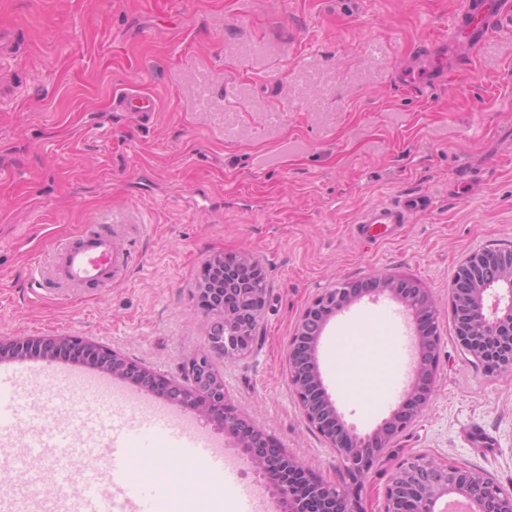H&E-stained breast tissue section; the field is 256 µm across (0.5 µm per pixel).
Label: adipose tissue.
<instances>
[{
    "label": "adipose tissue",
    "instance_id": "ef3b65f1",
    "mask_svg": "<svg viewBox=\"0 0 512 512\" xmlns=\"http://www.w3.org/2000/svg\"><path fill=\"white\" fill-rule=\"evenodd\" d=\"M394 338L383 324L367 320L336 339V353L339 357L338 378L343 388L366 406H373L378 397L387 389L393 371L387 364H380L373 381V389H363L358 373L372 358L392 351Z\"/></svg>",
    "mask_w": 512,
    "mask_h": 512
}]
</instances>
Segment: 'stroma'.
<instances>
[{
	"label": "stroma",
	"mask_w": 512,
	"mask_h": 512,
	"mask_svg": "<svg viewBox=\"0 0 512 512\" xmlns=\"http://www.w3.org/2000/svg\"><path fill=\"white\" fill-rule=\"evenodd\" d=\"M460 0H0V336H80L159 376L180 377L209 318L193 291L211 260L252 251L267 282L262 333L222 367L227 402L329 482L341 464L303 419L287 349L302 312L337 281L385 272L435 301L441 336L430 400L369 471L379 512L404 458L427 454L512 492V371L488 372L455 343L450 282L472 251L512 248V33L443 86L396 84L402 57L448 26ZM136 85L149 124L112 109ZM426 193L397 235L359 243L360 214ZM136 261L104 286L70 288L55 242L98 225ZM376 319L415 324L395 301L361 300L319 346L344 421L371 432L411 374L393 362L373 409L342 393L336 338ZM41 512L54 474H17Z\"/></svg>",
	"instance_id": "1"
}]
</instances>
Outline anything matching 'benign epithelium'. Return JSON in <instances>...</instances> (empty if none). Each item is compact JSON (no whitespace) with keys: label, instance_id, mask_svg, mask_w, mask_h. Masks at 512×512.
<instances>
[{"label":"benign epithelium","instance_id":"obj_1","mask_svg":"<svg viewBox=\"0 0 512 512\" xmlns=\"http://www.w3.org/2000/svg\"><path fill=\"white\" fill-rule=\"evenodd\" d=\"M225 263L224 278L203 280L195 296L214 322L207 346L182 366L183 382L164 379L108 346L73 336L0 337V360L40 356L57 360L75 356L89 367L187 405L215 429L232 438L243 461L254 469L272 512H363L361 489L375 459L395 446L429 402L434 387L440 334L432 295L419 284L391 275L373 274L369 287L347 281L321 294L300 316L287 350L288 381L305 421L314 427L340 461L347 481L328 482L288 454L250 419L228 406L220 362L232 363L255 346L265 308L266 289L246 288L244 269L254 263L242 252ZM364 296L401 304L416 326L417 363L399 406L372 433L359 435L344 423L328 394L318 363V348L331 316ZM459 347L495 371L512 370V251L482 249L458 266L450 291ZM456 497L467 512H512V494L484 473L435 460L427 455L404 459L393 471L383 496L382 512H442L438 503Z\"/></svg>","mask_w":512,"mask_h":512}]
</instances>
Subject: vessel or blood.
<instances>
[{"instance_id": "1", "label": "vessel or blood", "mask_w": 512, "mask_h": 512, "mask_svg": "<svg viewBox=\"0 0 512 512\" xmlns=\"http://www.w3.org/2000/svg\"><path fill=\"white\" fill-rule=\"evenodd\" d=\"M512 29V0H462L448 22L443 36L420 42L409 64L401 67L395 79L409 90H423L446 84L456 62L475 61L483 44L494 34ZM112 108L136 118L150 117L157 110L153 96L130 87L112 99ZM427 195H408L389 204L366 210L358 220V233L370 243H378L391 225H403L410 218L428 211ZM132 262V256L114 243L111 233L99 230L68 241L57 252V276L74 287L108 281ZM23 365L0 368V426L16 427L18 420H43L47 438L66 440L70 431L81 428L91 437L71 449L67 460L68 478L79 479L82 494L74 512H115L112 496L102 490L104 475H111L131 512H155L158 499L167 487L158 481H131L126 477L134 456H148L162 448H177L180 457L196 472L212 478L226 474L228 468L223 449L207 430L185 417L168 413L159 407H148L139 392L127 386H112L102 379L74 378V385L108 391L111 398L128 403L140 412L127 420L113 418L112 435L105 440L93 434L100 413L78 416L67 404L49 406L43 393L21 395L20 379L26 373Z\"/></svg>"}]
</instances>
